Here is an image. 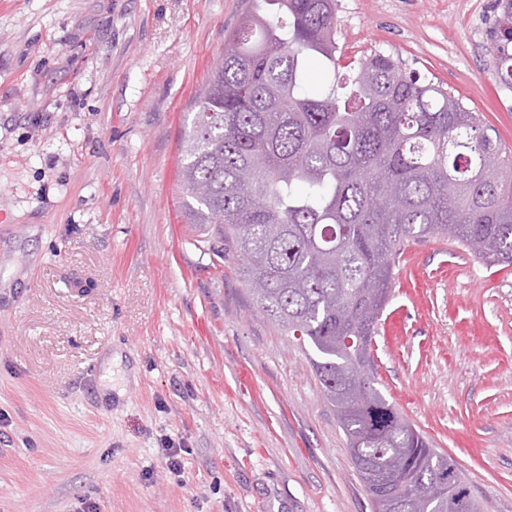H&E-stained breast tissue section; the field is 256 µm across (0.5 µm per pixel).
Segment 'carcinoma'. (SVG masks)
Segmentation results:
<instances>
[{
  "instance_id": "1",
  "label": "carcinoma",
  "mask_w": 512,
  "mask_h": 512,
  "mask_svg": "<svg viewBox=\"0 0 512 512\" xmlns=\"http://www.w3.org/2000/svg\"><path fill=\"white\" fill-rule=\"evenodd\" d=\"M497 77L512 89V0H497ZM336 0H252L181 136L193 224L233 243L246 286L309 363L353 468L384 512H484L448 456L356 378L409 240L452 236L490 266L512 265V156L440 83L389 55L336 86ZM313 63L325 90H303ZM250 190H239L242 174Z\"/></svg>"
}]
</instances>
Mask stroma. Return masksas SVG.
Returning <instances> with one entry per match:
<instances>
[{
	"instance_id": "stroma-1",
	"label": "stroma",
	"mask_w": 512,
	"mask_h": 512,
	"mask_svg": "<svg viewBox=\"0 0 512 512\" xmlns=\"http://www.w3.org/2000/svg\"><path fill=\"white\" fill-rule=\"evenodd\" d=\"M249 0H0V512H372L305 349L193 242L180 136ZM496 0H336L364 57L443 83L512 152ZM379 387L512 512V267L401 247ZM177 449L181 475L167 467Z\"/></svg>"
}]
</instances>
